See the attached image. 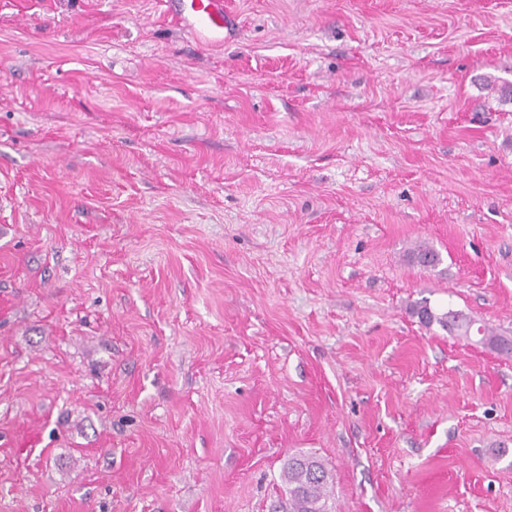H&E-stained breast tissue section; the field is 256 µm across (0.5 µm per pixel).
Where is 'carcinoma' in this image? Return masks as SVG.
<instances>
[{"instance_id":"1","label":"carcinoma","mask_w":512,"mask_h":512,"mask_svg":"<svg viewBox=\"0 0 512 512\" xmlns=\"http://www.w3.org/2000/svg\"><path fill=\"white\" fill-rule=\"evenodd\" d=\"M410 261L431 269L440 264L441 258L435 249L420 246L411 252ZM411 312L425 326L436 322L450 333L468 338L475 336L482 346L512 357V336L499 335L459 311L450 318L448 313H436L428 303L420 302L411 306ZM281 481L283 493L272 506V512H334L330 490L332 473L315 454L299 453L288 457L282 466Z\"/></svg>"}]
</instances>
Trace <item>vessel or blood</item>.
Returning a JSON list of instances; mask_svg holds the SVG:
<instances>
[{
  "label": "vessel or blood",
  "mask_w": 512,
  "mask_h": 512,
  "mask_svg": "<svg viewBox=\"0 0 512 512\" xmlns=\"http://www.w3.org/2000/svg\"><path fill=\"white\" fill-rule=\"evenodd\" d=\"M168 15L195 35L220 45L234 21L224 10V0H163Z\"/></svg>",
  "instance_id": "b4317fda"
}]
</instances>
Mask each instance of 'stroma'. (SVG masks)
<instances>
[{
  "mask_svg": "<svg viewBox=\"0 0 512 512\" xmlns=\"http://www.w3.org/2000/svg\"><path fill=\"white\" fill-rule=\"evenodd\" d=\"M224 6L0 0V512H512V0ZM165 12L183 24L193 35L210 43H224L225 30L233 29L234 20L224 10V0H163ZM449 311L456 312L451 319L448 318ZM411 312L419 317L420 323L424 326H430L436 322L450 333H457L467 338L476 336L478 337L476 340L478 344L495 351L497 354L512 357V336H502L482 325L476 326L475 320L459 311L450 309L446 312L435 313L425 301L412 305ZM283 493L272 512H334L331 470L313 453L289 456L281 471Z\"/></svg>",
  "mask_w": 512,
  "mask_h": 512,
  "instance_id": "1",
  "label": "stroma"
}]
</instances>
